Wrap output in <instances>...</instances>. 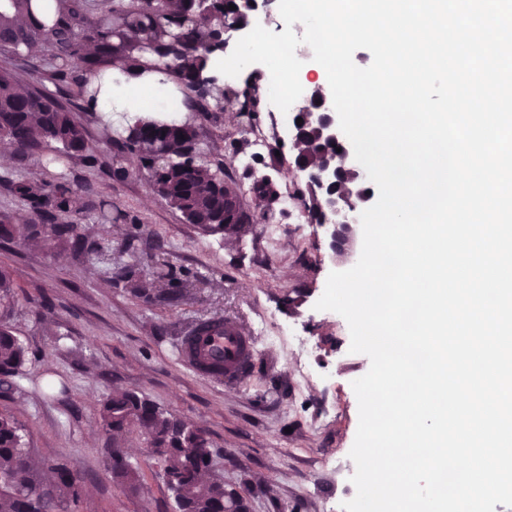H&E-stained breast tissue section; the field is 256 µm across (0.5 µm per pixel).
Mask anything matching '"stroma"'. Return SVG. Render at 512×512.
Instances as JSON below:
<instances>
[{"instance_id":"stroma-1","label":"stroma","mask_w":512,"mask_h":512,"mask_svg":"<svg viewBox=\"0 0 512 512\" xmlns=\"http://www.w3.org/2000/svg\"><path fill=\"white\" fill-rule=\"evenodd\" d=\"M205 145L217 150L232 175L242 171L231 147L245 120L225 112L197 118ZM91 183L121 211L119 220L94 224L99 245L90 255H53L15 238L0 244L16 300L0 306L28 350L21 376L0 385V414L25 427L34 459L65 463L83 487L74 512H172L170 495L146 456L136 462L147 480L132 493L105 467L112 437L100 408L112 388L138 392L198 424L206 433L215 474L239 485L254 477L250 512H336L354 497L348 460L358 428L352 383L370 368L350 350V330L339 314L316 310L326 281L339 265L324 228L310 224L299 240L288 216L276 251H267L260 224L234 244L185 223L151 189L146 173L111 180L104 164L84 166L66 157L50 165ZM137 265L147 277L168 276L184 295L145 302L113 282ZM299 325L331 372L294 393L297 362L288 348L258 350L239 384L209 381L181 360L178 343L199 321L222 318L253 333L259 316Z\"/></svg>"}]
</instances>
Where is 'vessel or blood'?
<instances>
[{
    "label": "vessel or blood",
    "instance_id": "1",
    "mask_svg": "<svg viewBox=\"0 0 512 512\" xmlns=\"http://www.w3.org/2000/svg\"><path fill=\"white\" fill-rule=\"evenodd\" d=\"M181 351L194 372L218 383L241 381L256 357L251 338L229 324L192 329L183 337Z\"/></svg>",
    "mask_w": 512,
    "mask_h": 512
}]
</instances>
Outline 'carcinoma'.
I'll return each mask as SVG.
<instances>
[{
    "mask_svg": "<svg viewBox=\"0 0 512 512\" xmlns=\"http://www.w3.org/2000/svg\"><path fill=\"white\" fill-rule=\"evenodd\" d=\"M232 0H0V141H8L19 161L51 147L82 160L98 162V154L112 158L110 177L122 181L128 171L121 166L126 154L138 156L154 193L184 221L203 232L236 239L244 232L243 215L224 210V194L241 195L249 186L251 200L263 214L277 206L278 184L267 173L248 168L237 180L224 171V163L202 157L199 131L186 124L168 125L139 118L126 134L109 136L94 143L74 112L93 111L95 91L89 77L118 62L122 70L136 73L159 65L176 75L185 106L203 116L223 111L224 103L237 109L249 126L259 125L262 106L260 87L264 78L249 79L246 86H226L217 76L201 85L198 75L208 69L221 52L224 28L236 21ZM40 14L42 20L25 27L17 25L23 15ZM42 47L44 75L65 87L61 101L21 79L10 63L30 57L24 47ZM94 51L87 52V47ZM299 157L313 169L321 156L312 132L302 138ZM22 200L39 223L24 227L26 237L40 239L64 250H94L83 216H105L107 203L90 184L73 183L59 174L42 173L21 181H3ZM83 195L81 206L74 198ZM115 282L135 297H158L159 281L141 277L131 266L122 267ZM14 298L9 270L0 266V302ZM28 351L9 328L0 326V371L19 373ZM100 417L108 433H137L149 448H167L157 461L156 476L162 479L172 500L173 512H224V492L212 484L210 453L205 433L192 428L185 418L174 415L148 398L116 387L104 400ZM52 476L47 489L33 481L31 458L25 448L24 428L13 417L0 416V512H69L79 501L76 477L58 461L43 464ZM129 486H140L145 474L130 466L114 473Z\"/></svg>",
    "mask_w": 512,
    "mask_h": 512,
    "instance_id": "cac0c4a2",
    "label": "carcinoma"
}]
</instances>
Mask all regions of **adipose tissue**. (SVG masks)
I'll return each instance as SVG.
<instances>
[{
  "instance_id": "obj_1",
  "label": "adipose tissue",
  "mask_w": 512,
  "mask_h": 512,
  "mask_svg": "<svg viewBox=\"0 0 512 512\" xmlns=\"http://www.w3.org/2000/svg\"><path fill=\"white\" fill-rule=\"evenodd\" d=\"M103 91L94 105L95 111L112 114L114 109L124 112L142 111V96L152 95L166 99L177 83L176 77L167 71L153 70L138 77H130L113 67L99 76Z\"/></svg>"
}]
</instances>
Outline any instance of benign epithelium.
<instances>
[{
  "label": "benign epithelium",
  "instance_id": "benign-epithelium-1",
  "mask_svg": "<svg viewBox=\"0 0 512 512\" xmlns=\"http://www.w3.org/2000/svg\"><path fill=\"white\" fill-rule=\"evenodd\" d=\"M252 2L235 0L240 21L233 24L231 34L224 39L223 49L230 47L234 40L233 34H239L249 27L250 12L256 9ZM312 91L315 93L314 101L300 106L298 111L318 133L321 142L331 147V152L315 170L305 168L297 158L294 159V165L303 174L305 189L301 190V197L315 196L319 199L314 220L322 226L332 227L331 247L335 256L344 262L354 254L355 232L361 225L360 215L373 196L369 191L356 187L336 192V183L344 172L352 174L361 185L368 177L366 171L357 164L352 144L339 128L332 97L324 94L318 86L312 88Z\"/></svg>",
  "mask_w": 512,
  "mask_h": 512
}]
</instances>
